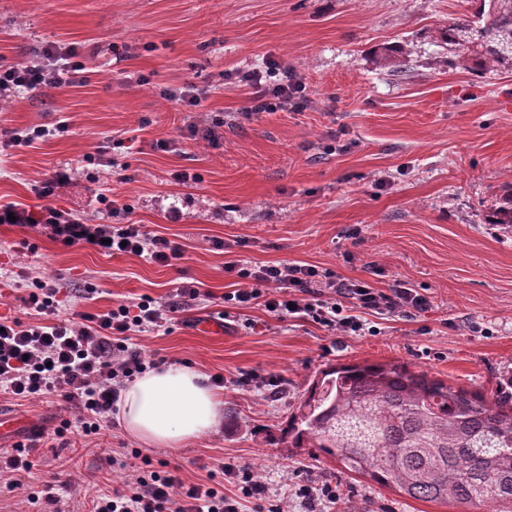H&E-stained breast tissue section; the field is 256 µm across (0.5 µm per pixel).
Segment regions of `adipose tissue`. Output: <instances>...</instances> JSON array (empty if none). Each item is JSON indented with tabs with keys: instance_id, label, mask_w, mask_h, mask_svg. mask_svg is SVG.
I'll list each match as a JSON object with an SVG mask.
<instances>
[{
	"instance_id": "ef3b65f1",
	"label": "adipose tissue",
	"mask_w": 512,
	"mask_h": 512,
	"mask_svg": "<svg viewBox=\"0 0 512 512\" xmlns=\"http://www.w3.org/2000/svg\"><path fill=\"white\" fill-rule=\"evenodd\" d=\"M118 420L146 444L172 447L212 432L222 400L194 367L172 364L129 383L117 403Z\"/></svg>"
}]
</instances>
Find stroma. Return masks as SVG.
<instances>
[{
	"instance_id": "1",
	"label": "stroma",
	"mask_w": 512,
	"mask_h": 512,
	"mask_svg": "<svg viewBox=\"0 0 512 512\" xmlns=\"http://www.w3.org/2000/svg\"><path fill=\"white\" fill-rule=\"evenodd\" d=\"M468 10L466 0H0V65L27 62L49 42L75 47L85 64L82 84L0 103V130H49L0 153V204L133 222L183 247L163 267L64 246L42 226L0 224V314L26 319L32 277L53 280L74 312L144 296L164 303L176 283L195 282L208 299L133 341L163 365L227 380L219 427L177 446L140 445L116 421L89 441L42 443L20 489L0 484V512L72 470L80 497L112 483L105 450L135 447L188 484L223 460L258 471L266 507L288 499L304 512L298 488L328 484L338 498L326 512H461L341 474L319 449L295 447L287 427L312 381L340 363L404 362L486 394L512 373V234L483 221L512 182V67L478 76L466 61L449 66L435 31ZM397 43L411 52L403 77L374 61ZM269 59L300 74L304 109L249 112L236 75ZM187 82L203 92L198 106L166 96ZM203 116L223 120L222 147L188 138L187 125ZM62 118L70 129L58 136ZM182 169L197 182L175 183ZM58 174L62 187L40 198L38 186ZM103 195L118 211L100 204ZM355 226L360 235L349 238ZM237 260L316 265L384 290L405 282L432 306L373 315L374 334L342 336L253 304L222 333L208 332L203 322L234 282L224 265ZM251 372L276 379L277 390L234 386ZM0 410L49 431L69 416L63 402L6 394Z\"/></svg>"
}]
</instances>
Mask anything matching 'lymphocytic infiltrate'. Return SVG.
<instances>
[{
    "label": "lymphocytic infiltrate",
    "mask_w": 512,
    "mask_h": 512,
    "mask_svg": "<svg viewBox=\"0 0 512 512\" xmlns=\"http://www.w3.org/2000/svg\"><path fill=\"white\" fill-rule=\"evenodd\" d=\"M83 68L76 51L44 46L28 62L0 67V99L21 90L74 86L81 83ZM238 78L257 112L296 109L303 99L305 86L298 73L274 60L263 68L241 72ZM40 221L67 246L90 242L105 254L125 252L160 266L171 265L183 255L179 243L140 224H88L51 207L43 209ZM225 270L236 278L234 290L223 296L225 320L230 319L231 308L259 301L278 317H300L339 334L357 335L365 327L361 312L412 314L431 306L427 296L407 285L383 291L367 281L340 278L313 265L230 262ZM202 295L200 286L186 282L176 287L173 300L165 304L146 296L103 312H78L64 318L59 288L51 281L34 279L26 300L32 312L30 322L0 316V393L39 401L62 398L72 416L54 429V438H66L74 430L96 435L116 413L121 387L158 367L133 343V333L164 326ZM118 468L121 482L99 493L91 512H241L242 498L264 490L257 473L226 462L219 463L206 482L191 485L174 471L153 467L147 456L140 468L128 469L123 461ZM228 478L238 482V493H225Z\"/></svg>",
    "instance_id": "obj_1"
}]
</instances>
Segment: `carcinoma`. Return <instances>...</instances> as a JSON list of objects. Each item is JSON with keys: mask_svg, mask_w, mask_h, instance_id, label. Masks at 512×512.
I'll return each mask as SVG.
<instances>
[{"mask_svg": "<svg viewBox=\"0 0 512 512\" xmlns=\"http://www.w3.org/2000/svg\"><path fill=\"white\" fill-rule=\"evenodd\" d=\"M472 18L436 38L473 69L512 66V0H468ZM392 72L411 69L400 45L377 52ZM486 223L512 231V186ZM296 447L318 448L340 469L422 501L490 512L512 503V374L492 397L405 363L340 364L307 391L288 423Z\"/></svg>", "mask_w": 512, "mask_h": 512, "instance_id": "carcinoma-1", "label": "carcinoma"}]
</instances>
